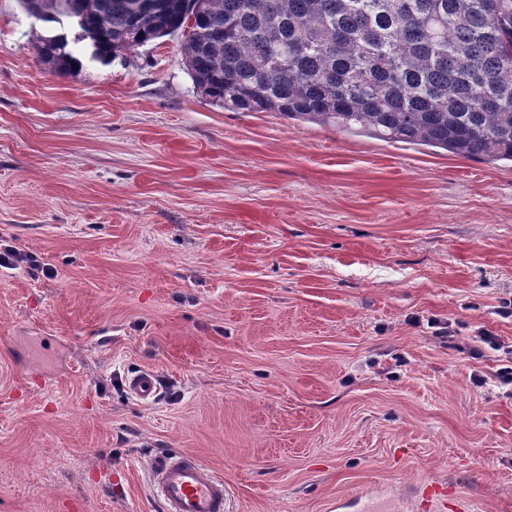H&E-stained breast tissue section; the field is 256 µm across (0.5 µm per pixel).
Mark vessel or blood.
Returning a JSON list of instances; mask_svg holds the SVG:
<instances>
[{"instance_id": "obj_1", "label": "vessel or blood", "mask_w": 512, "mask_h": 512, "mask_svg": "<svg viewBox=\"0 0 512 512\" xmlns=\"http://www.w3.org/2000/svg\"><path fill=\"white\" fill-rule=\"evenodd\" d=\"M129 394L143 403L154 402L160 392V379L150 370L131 376ZM154 488L163 512H227L229 489L222 474L193 455L161 454L148 464ZM440 500L439 483L407 486L391 495L368 499L369 512H404L408 502L417 495Z\"/></svg>"}]
</instances>
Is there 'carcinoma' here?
I'll return each mask as SVG.
<instances>
[{"instance_id": "carcinoma-1", "label": "carcinoma", "mask_w": 512, "mask_h": 512, "mask_svg": "<svg viewBox=\"0 0 512 512\" xmlns=\"http://www.w3.org/2000/svg\"><path fill=\"white\" fill-rule=\"evenodd\" d=\"M154 2L41 0V13L80 22L100 62L191 29L193 83L234 112L512 161V0ZM39 58L56 76L82 67L46 41Z\"/></svg>"}]
</instances>
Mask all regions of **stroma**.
Instances as JSON below:
<instances>
[{
	"label": "stroma",
	"instance_id": "stroma-1",
	"mask_svg": "<svg viewBox=\"0 0 512 512\" xmlns=\"http://www.w3.org/2000/svg\"><path fill=\"white\" fill-rule=\"evenodd\" d=\"M61 30L0 0V245L52 269L0 267V512H161L167 452L230 512L418 481L512 512L505 354L470 352L512 345V162L225 110L177 34L58 77ZM52 36H46L45 40H50ZM42 40L39 46V58L41 62L48 67L51 74L56 76H65L82 67V58L84 55L75 54L67 49L68 44L64 46L50 44ZM127 390L142 403L154 402L160 392L159 376L151 370L140 371L128 379Z\"/></svg>",
	"mask_w": 512,
	"mask_h": 512
}]
</instances>
